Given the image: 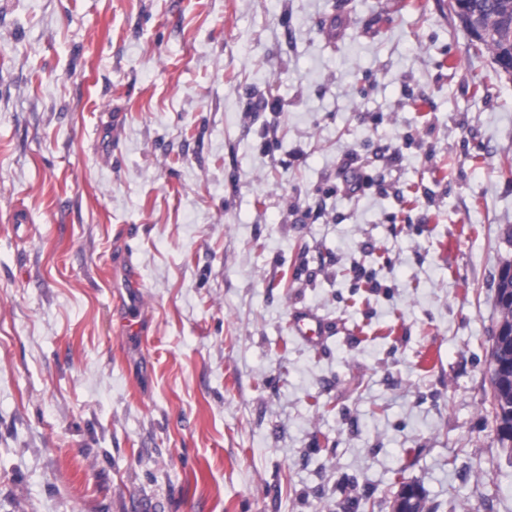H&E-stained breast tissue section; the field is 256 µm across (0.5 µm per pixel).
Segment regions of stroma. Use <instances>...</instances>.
<instances>
[{
    "mask_svg": "<svg viewBox=\"0 0 512 512\" xmlns=\"http://www.w3.org/2000/svg\"><path fill=\"white\" fill-rule=\"evenodd\" d=\"M506 224L448 0H0V512H512ZM512 268V258L505 257L495 283V297L500 314L491 346V385L492 407L494 411L495 432L501 448L512 457V340H504L497 330L512 328V300L507 298L512 280L503 272ZM292 328L298 336L310 343L321 341L325 335V324L308 313H300L294 317Z\"/></svg>",
    "mask_w": 512,
    "mask_h": 512,
    "instance_id": "obj_1",
    "label": "stroma"
}]
</instances>
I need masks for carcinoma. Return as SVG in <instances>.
Returning <instances> with one entry per match:
<instances>
[{"mask_svg":"<svg viewBox=\"0 0 512 512\" xmlns=\"http://www.w3.org/2000/svg\"><path fill=\"white\" fill-rule=\"evenodd\" d=\"M479 12L475 52L488 53L492 64L512 60V0H467ZM512 280L499 275L495 297L500 314L497 328H512V300L507 298ZM492 407L495 432L501 448L512 457V340L493 336L491 346Z\"/></svg>","mask_w":512,"mask_h":512,"instance_id":"obj_1","label":"carcinoma"}]
</instances>
